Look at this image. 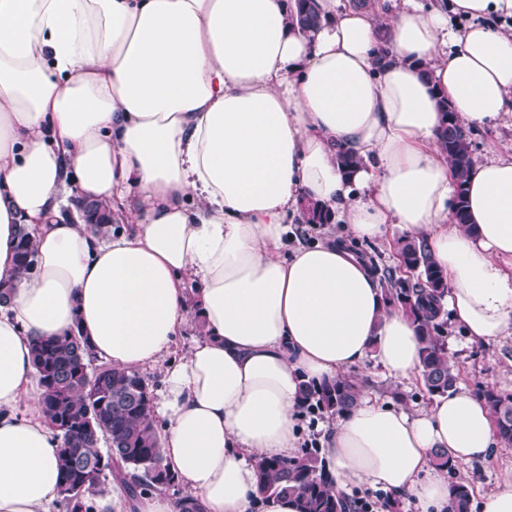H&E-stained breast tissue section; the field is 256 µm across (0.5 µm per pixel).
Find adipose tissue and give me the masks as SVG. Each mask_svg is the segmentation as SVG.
Returning <instances> with one entry per match:
<instances>
[{
	"mask_svg": "<svg viewBox=\"0 0 512 512\" xmlns=\"http://www.w3.org/2000/svg\"><path fill=\"white\" fill-rule=\"evenodd\" d=\"M0 0V512H52L57 452L31 345L70 331L113 367L159 369L161 448L202 512H299L257 494L255 464L301 447V382L366 358L420 373L415 327L387 309L350 248L389 224L425 240L451 322L477 344L512 338V153L489 151L454 218L456 181L437 138L440 100L469 127L512 118V0L390 11L316 0ZM386 53L383 68L374 60ZM350 150L359 167L336 160ZM108 204L127 227L66 220ZM341 232L287 245L304 202ZM36 270H17L20 227ZM205 334L168 353L190 311ZM499 438L466 387L410 411L362 388L320 446L335 488L380 489L443 512L432 456L483 463ZM98 512H180L164 492Z\"/></svg>",
	"mask_w": 512,
	"mask_h": 512,
	"instance_id": "1",
	"label": "adipose tissue"
}]
</instances>
